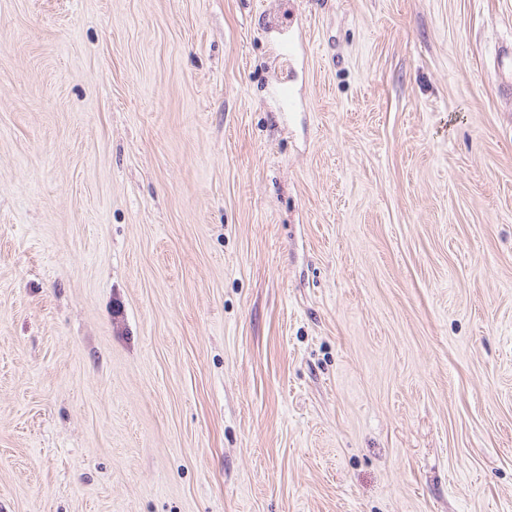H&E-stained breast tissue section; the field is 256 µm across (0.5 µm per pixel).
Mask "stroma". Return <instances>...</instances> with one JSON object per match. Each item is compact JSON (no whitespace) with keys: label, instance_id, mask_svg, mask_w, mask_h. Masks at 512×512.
<instances>
[{"label":"stroma","instance_id":"obj_1","mask_svg":"<svg viewBox=\"0 0 512 512\" xmlns=\"http://www.w3.org/2000/svg\"><path fill=\"white\" fill-rule=\"evenodd\" d=\"M511 40L0 0V512H512ZM494 75L501 90L512 95V42L499 50L494 62Z\"/></svg>","mask_w":512,"mask_h":512}]
</instances>
